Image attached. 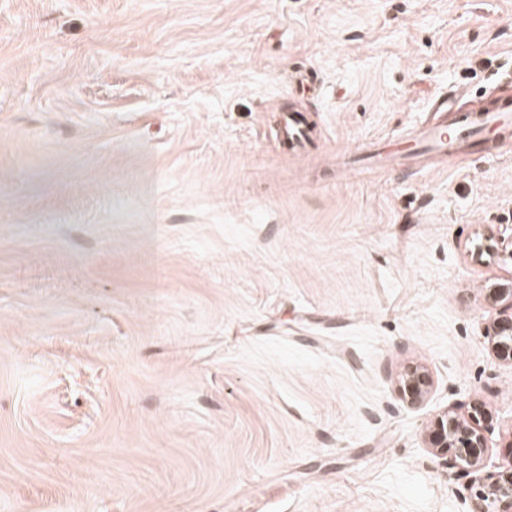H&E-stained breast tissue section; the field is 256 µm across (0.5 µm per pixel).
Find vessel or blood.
Masks as SVG:
<instances>
[{
  "label": "vessel or blood",
  "instance_id": "vessel-or-blood-1",
  "mask_svg": "<svg viewBox=\"0 0 512 512\" xmlns=\"http://www.w3.org/2000/svg\"><path fill=\"white\" fill-rule=\"evenodd\" d=\"M512 130V98L499 99L493 108L478 113H463L458 115L452 124H431L416 135L407 137V146L399 150L397 155L376 154L375 160L384 165L394 164L396 160H411L418 146L428 150L455 155L457 148L463 143L480 144L487 132H506ZM280 132L285 136L289 146L297 149L306 140L304 122L298 114L286 117Z\"/></svg>",
  "mask_w": 512,
  "mask_h": 512
}]
</instances>
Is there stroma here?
<instances>
[{"label":"stroma","instance_id":"stroma-1","mask_svg":"<svg viewBox=\"0 0 512 512\" xmlns=\"http://www.w3.org/2000/svg\"><path fill=\"white\" fill-rule=\"evenodd\" d=\"M440 90L512 96V0H0V512H463L512 135L366 160ZM303 119L298 114H289L281 125V135L285 136L291 148L298 149L306 141ZM433 377L429 370L418 363L408 364L397 379V396L409 405L420 404L433 387Z\"/></svg>","mask_w":512,"mask_h":512}]
</instances>
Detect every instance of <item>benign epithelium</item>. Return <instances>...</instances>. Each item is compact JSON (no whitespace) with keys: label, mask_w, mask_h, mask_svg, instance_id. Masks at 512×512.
Segmentation results:
<instances>
[{"label":"benign epithelium","mask_w":512,"mask_h":512,"mask_svg":"<svg viewBox=\"0 0 512 512\" xmlns=\"http://www.w3.org/2000/svg\"><path fill=\"white\" fill-rule=\"evenodd\" d=\"M487 250L512 261V231L497 236V246ZM499 307L485 333L493 354L512 364V278L494 283L489 294ZM429 370L418 363L407 365L397 379V396L409 405L420 404L433 387ZM493 415L475 403L463 417L444 409L431 420L425 437L430 453L450 471L473 475L471 503L467 512H512V467L491 470L487 465Z\"/></svg>","instance_id":"obj_1"}]
</instances>
